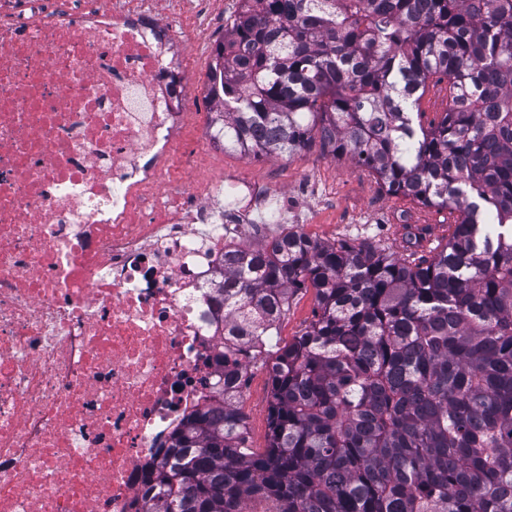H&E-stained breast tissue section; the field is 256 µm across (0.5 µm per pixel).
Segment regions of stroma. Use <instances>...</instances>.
Returning a JSON list of instances; mask_svg holds the SVG:
<instances>
[{
    "instance_id": "obj_1",
    "label": "stroma",
    "mask_w": 512,
    "mask_h": 512,
    "mask_svg": "<svg viewBox=\"0 0 512 512\" xmlns=\"http://www.w3.org/2000/svg\"><path fill=\"white\" fill-rule=\"evenodd\" d=\"M162 19L177 30L183 44L192 41L193 27L205 29L209 45L199 52L192 80L206 85L211 62L210 44L220 40L235 7L233 0H208L206 10L196 16L185 14L187 0H151ZM200 174L211 184L223 176L236 174L260 180L279 191L292 190L303 177H312L320 187L319 198L309 203V214L301 230L320 243L345 240L354 245L374 243L390 252L403 253L404 227L423 228L425 238L419 256L430 257L443 248L457 220L455 211L427 207L403 197L386 194L377 177L350 159L337 160L324 152L320 144L289 156H247L234 150L224 152L201 149ZM315 292L306 289L291 299L288 314L279 324L278 340L287 344L300 334L313 318ZM270 382L264 365L248 372L246 397L242 409L246 415L248 439L254 451H263L267 443Z\"/></svg>"
}]
</instances>
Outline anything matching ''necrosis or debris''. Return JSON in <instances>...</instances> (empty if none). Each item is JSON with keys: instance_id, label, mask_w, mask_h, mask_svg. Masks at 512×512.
I'll return each mask as SVG.
<instances>
[{"instance_id": "1", "label": "necrosis or debris", "mask_w": 512, "mask_h": 512, "mask_svg": "<svg viewBox=\"0 0 512 512\" xmlns=\"http://www.w3.org/2000/svg\"><path fill=\"white\" fill-rule=\"evenodd\" d=\"M174 39L144 0H0V512H154L149 466L213 406L217 356L266 353L224 339V255L318 187H200Z\"/></svg>"}]
</instances>
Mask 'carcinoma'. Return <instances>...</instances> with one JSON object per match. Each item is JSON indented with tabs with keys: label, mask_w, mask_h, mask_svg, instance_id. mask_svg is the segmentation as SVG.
Instances as JSON below:
<instances>
[{
	"label": "carcinoma",
	"mask_w": 512,
	"mask_h": 512,
	"mask_svg": "<svg viewBox=\"0 0 512 512\" xmlns=\"http://www.w3.org/2000/svg\"><path fill=\"white\" fill-rule=\"evenodd\" d=\"M207 74L224 148L316 140L390 196L459 214L416 257L288 234L224 264V335L270 336L299 290L313 320L269 369L254 452L224 373L219 412L174 432L155 512H512V0H239ZM450 101L425 129L428 80Z\"/></svg>",
	"instance_id": "1"
}]
</instances>
